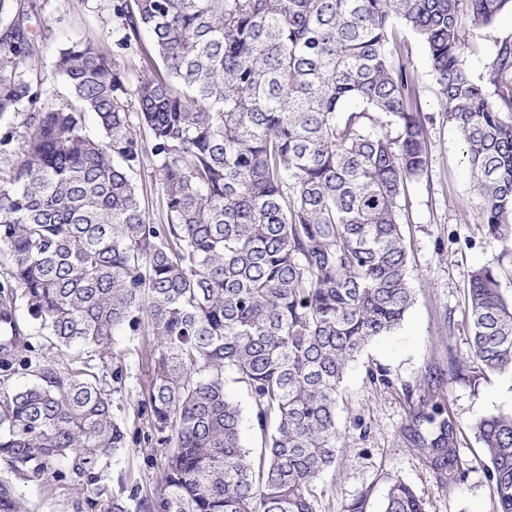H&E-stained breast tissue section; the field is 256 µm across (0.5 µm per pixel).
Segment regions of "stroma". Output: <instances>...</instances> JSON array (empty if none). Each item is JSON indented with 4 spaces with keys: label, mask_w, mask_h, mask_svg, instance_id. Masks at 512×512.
Listing matches in <instances>:
<instances>
[{
    "label": "stroma",
    "mask_w": 512,
    "mask_h": 512,
    "mask_svg": "<svg viewBox=\"0 0 512 512\" xmlns=\"http://www.w3.org/2000/svg\"><path fill=\"white\" fill-rule=\"evenodd\" d=\"M114 0H16L18 11L37 23L39 49L24 67L26 78L42 81L43 102L59 105L66 90L52 78L57 49L92 33L99 52L135 87L154 58L146 31L127 34L113 11ZM512 41V15L503 14L489 28L471 30L473 47L466 65L487 81L496 46ZM417 78L420 104L429 130V163L424 176L409 185L402 222L408 253L407 274L415 300L394 333L374 340L346 373L337 410L342 433L335 467L319 481V512H345L359 495H367V512H381L392 479L408 484L427 512H495V487L489 463L473 425L494 413H512V375H483L468 364L458 376L452 359L467 355L470 337L465 294L473 271L482 265L502 268V288L512 296V250L490 240L473 191L458 131L448 123L435 91L427 56L416 38L407 42ZM122 353L126 398L123 415L130 428L146 430L139 401L149 368L137 349L118 342ZM445 404L457 429L463 475L442 484L414 434L420 416L433 403ZM125 474L144 491L156 486L158 468L149 465L140 447L126 449L108 478ZM34 512H100L93 489L64 490L54 478L19 488Z\"/></svg>",
    "instance_id": "stroma-1"
}]
</instances>
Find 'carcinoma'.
I'll return each mask as SVG.
<instances>
[{"label": "carcinoma", "instance_id": "carcinoma-1", "mask_svg": "<svg viewBox=\"0 0 512 512\" xmlns=\"http://www.w3.org/2000/svg\"><path fill=\"white\" fill-rule=\"evenodd\" d=\"M512 0H127L157 64L128 90L80 38L58 50L61 107L24 76L35 36L0 0V512H31L19 484L48 473L106 495L103 512H319L317 480L336 464V407L349 365L396 330L414 303L399 201L428 168L419 88L397 49L424 45L448 123L465 145L488 236L512 243V41L497 45L489 93L465 62L463 21L492 25ZM97 117L101 137L84 131ZM148 137L134 134L135 123ZM153 158L167 222L154 223L134 174ZM24 299L49 350L32 359L13 311ZM467 361L512 374V298L494 267L471 275ZM152 337L142 405L163 464L156 489L117 479L109 458L139 444L118 417L115 337ZM230 370L261 438L241 437ZM418 445L440 481L461 477L453 423L436 404ZM474 433L491 463L498 512H512V414ZM383 512H426L394 479Z\"/></svg>", "mask_w": 512, "mask_h": 512}]
</instances>
